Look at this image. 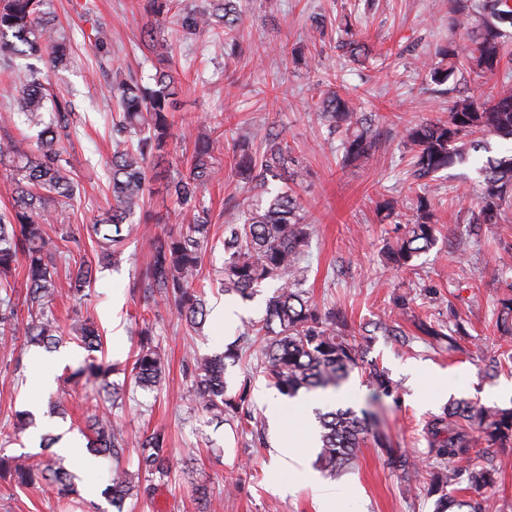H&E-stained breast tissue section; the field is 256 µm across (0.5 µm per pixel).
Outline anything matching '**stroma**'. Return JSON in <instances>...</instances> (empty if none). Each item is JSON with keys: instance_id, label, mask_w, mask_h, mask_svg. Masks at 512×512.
I'll return each instance as SVG.
<instances>
[{"instance_id": "35a3bbf8", "label": "stroma", "mask_w": 512, "mask_h": 512, "mask_svg": "<svg viewBox=\"0 0 512 512\" xmlns=\"http://www.w3.org/2000/svg\"><path fill=\"white\" fill-rule=\"evenodd\" d=\"M50 11L58 33L71 44L68 69L52 73L50 79L53 89L73 104L75 126L67 157L81 184L80 198L60 207L58 218L80 227L69 248L74 255L89 257L92 241L86 228L110 197L107 162L115 106L106 85L119 76L148 79L158 58L143 44L142 0H52ZM342 13L352 14L360 39L371 49L364 63L349 62L335 48L334 21ZM320 17L328 23L326 36L314 44L308 30ZM95 24L109 32V53L97 52L88 39ZM160 35L172 43V63L182 79L172 113L178 139L171 169L182 168L191 155L193 136L205 130L206 116L224 118L221 132L213 136V154L223 174L205 194L214 227L202 275L210 286L209 306L238 303L244 313L231 326L211 322L208 334L197 336L171 303L145 298L135 282L150 258V238L137 225L118 268L102 273L87 300L74 302L67 284H60L55 299L60 324L68 325L76 313L93 318L107 359L128 363L145 316L154 318L165 352L166 377L160 391L136 392L114 414L125 428L127 448L121 463L129 471L137 469V443L144 431L164 430L177 454L170 475L154 480L151 494L127 500L124 512H201L191 496L195 482L222 498L223 512H328L336 503L345 512H432V499L408 489L369 443L361 447L351 473L338 480L323 478L318 488L288 469L276 446L305 414L297 400L268 387L261 374V344H253L227 375L232 393L250 382L258 430L229 410L223 423H214L209 413L190 409L180 396L195 356L222 352L247 320L264 313L269 288L240 303L219 291L215 282L224 258L225 223L261 194L234 176V141L246 129L274 128L285 131L294 156L307 171L298 189L306 221L313 226L305 291L319 308H341L353 331L379 319L400 329L396 336H375L367 352L398 383L397 394L372 400L371 389L356 373L337 395L336 405L371 407L395 447L425 460L429 447L424 426L443 414L449 400L464 397L486 406L512 400V368L502 367L493 377L484 374L489 357L500 352L494 312L508 284L500 269L512 267V210L504 223L473 228L470 219L477 212L482 185L472 163L437 173L420 191L432 200L438 223L451 227L452 235L439 238L401 272L387 267L382 255L385 244L404 235L420 194L408 190L410 155L401 131L446 118L456 96L450 85L432 83L420 66L451 36L447 8L441 0H249L231 56L223 42L209 35L183 37L169 19L161 23ZM330 88L353 97L358 111L371 121L377 148L358 165L341 167L338 141L328 139L314 115L320 93ZM391 197L399 205L390 215L381 204ZM149 208L162 216V232L178 234L192 221L161 179L152 184ZM401 295L411 300L403 312L394 306ZM457 319L467 335L453 346L416 328L421 321L450 325ZM65 349L71 354L69 364L48 389L42 382V361L20 345L0 346V456L51 455L28 437L5 438L14 410L42 411L49 397L63 396L67 419L53 418L47 425L53 433L76 438L94 406L107 405L98 386L68 381L82 351L73 342ZM109 508L100 495L82 493L61 500L0 475V512Z\"/></svg>"}]
</instances>
